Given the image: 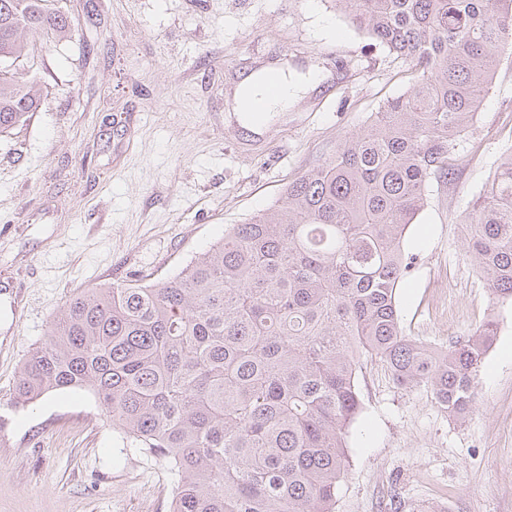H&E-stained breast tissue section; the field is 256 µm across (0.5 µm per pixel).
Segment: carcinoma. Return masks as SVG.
<instances>
[{
    "label": "carcinoma",
    "mask_w": 512,
    "mask_h": 512,
    "mask_svg": "<svg viewBox=\"0 0 512 512\" xmlns=\"http://www.w3.org/2000/svg\"><path fill=\"white\" fill-rule=\"evenodd\" d=\"M47 0H0V136L38 108L14 69L23 33L61 38ZM415 74L281 204L234 224L176 276L67 300L23 362L15 403L84 390L175 476L172 512H332L346 433L362 409L359 359L429 387L461 419L496 336L489 320L436 352L406 336L403 239L433 176L453 174L503 48L512 0H337ZM469 253L512 301V154L465 220Z\"/></svg>",
    "instance_id": "obj_1"
}]
</instances>
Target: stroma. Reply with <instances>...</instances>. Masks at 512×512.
Returning <instances> with one entry per match:
<instances>
[{"label": "stroma", "instance_id": "obj_1", "mask_svg": "<svg viewBox=\"0 0 512 512\" xmlns=\"http://www.w3.org/2000/svg\"><path fill=\"white\" fill-rule=\"evenodd\" d=\"M71 37L30 33L18 71L40 104L0 138V512H171L166 459L142 453L85 391L25 406L29 351L84 289L176 275L234 224L281 203L411 85L408 65L336 0H49ZM288 60L315 87L257 136L228 104L247 71ZM512 154L503 53L450 179L431 178L404 237V333L446 349L494 317L477 403L450 417L427 386L361 361L362 411L334 512H512V302L467 252L470 203Z\"/></svg>", "mask_w": 512, "mask_h": 512}]
</instances>
